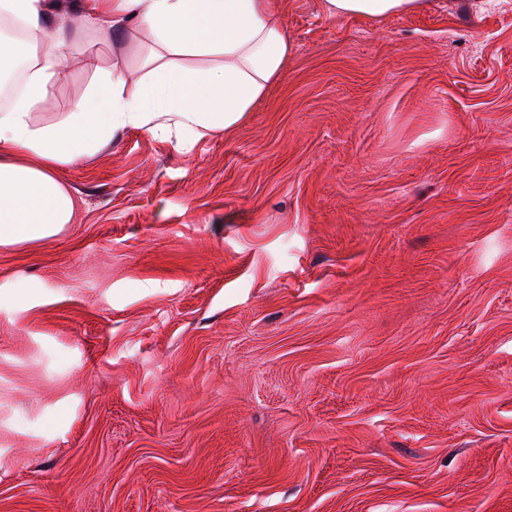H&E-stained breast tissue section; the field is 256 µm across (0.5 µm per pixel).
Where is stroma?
I'll use <instances>...</instances> for the list:
<instances>
[{
    "label": "stroma",
    "mask_w": 512,
    "mask_h": 512,
    "mask_svg": "<svg viewBox=\"0 0 512 512\" xmlns=\"http://www.w3.org/2000/svg\"><path fill=\"white\" fill-rule=\"evenodd\" d=\"M283 0L235 126L117 132L0 247V512H512V0ZM137 34L79 29L38 126ZM329 15H355L372 21L387 16L416 12L425 7V0H323Z\"/></svg>",
    "instance_id": "stroma-1"
}]
</instances>
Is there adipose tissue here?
I'll return each instance as SVG.
<instances>
[{
  "label": "adipose tissue",
  "instance_id": "adipose-tissue-1",
  "mask_svg": "<svg viewBox=\"0 0 512 512\" xmlns=\"http://www.w3.org/2000/svg\"><path fill=\"white\" fill-rule=\"evenodd\" d=\"M425 0H324L330 15L372 21L422 10ZM49 0H0V11L43 35L37 67L24 93L0 112V247L57 234L70 223L74 199L55 169L103 147L127 127L174 126L201 137L235 126L278 78L292 50L281 23L279 0H83L87 24L126 30L153 43L138 95L126 97L120 69L61 125L34 126L32 112L45 102V86L66 61L48 21L65 26L66 13L50 16ZM223 57L217 69L178 66L185 57Z\"/></svg>",
  "mask_w": 512,
  "mask_h": 512
}]
</instances>
